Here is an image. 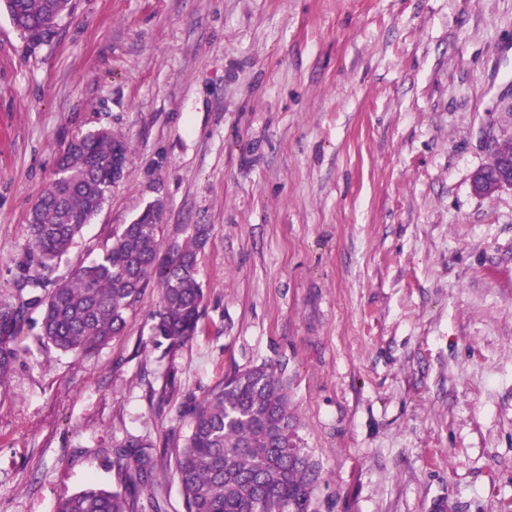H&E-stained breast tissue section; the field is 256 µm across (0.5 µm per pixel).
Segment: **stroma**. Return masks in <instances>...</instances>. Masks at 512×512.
I'll return each mask as SVG.
<instances>
[{"mask_svg": "<svg viewBox=\"0 0 512 512\" xmlns=\"http://www.w3.org/2000/svg\"><path fill=\"white\" fill-rule=\"evenodd\" d=\"M37 48L0 10V303L69 141L129 162L54 269L160 205L204 224L196 335L168 349L148 286L81 356L21 335L0 386V512L112 487L115 443L185 436L188 397L286 363L316 512H512V0H71ZM492 184L497 189L484 191ZM472 186L476 193L491 195L504 187H512V156L503 158L494 173L489 174L484 170H478L472 178Z\"/></svg>", "mask_w": 512, "mask_h": 512, "instance_id": "stroma-1", "label": "stroma"}]
</instances>
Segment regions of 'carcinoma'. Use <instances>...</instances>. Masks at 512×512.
I'll return each mask as SVG.
<instances>
[{
	"label": "carcinoma",
	"mask_w": 512,
	"mask_h": 512,
	"mask_svg": "<svg viewBox=\"0 0 512 512\" xmlns=\"http://www.w3.org/2000/svg\"><path fill=\"white\" fill-rule=\"evenodd\" d=\"M19 31L50 32L70 0H4ZM126 143L107 131L88 133L78 150L59 157L63 178L52 181L30 213L28 262L49 271L67 252L112 188L110 161L115 146ZM146 209L139 220L122 224L101 254L52 288L43 278L28 281L30 292L0 304V385L15 370L23 350L18 340L41 310V339L62 353L85 354L122 334L127 310L155 283L160 309L153 330L176 349L196 334L204 291L197 260L208 226L182 229L185 240L162 248L161 225ZM189 432L170 439L163 455L183 495L185 512H315L318 479L314 462L297 443V418L289 407L287 381L278 365L261 363L235 370L206 395L185 407ZM146 438L115 445L118 484L91 483L61 498L55 512H141L140 489L152 482L156 457Z\"/></svg>",
	"instance_id": "obj_1"
}]
</instances>
